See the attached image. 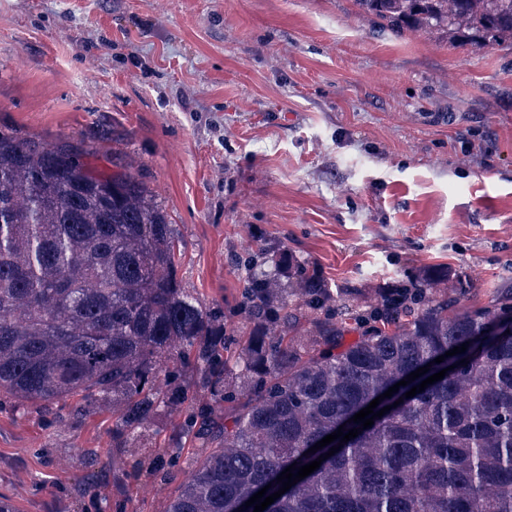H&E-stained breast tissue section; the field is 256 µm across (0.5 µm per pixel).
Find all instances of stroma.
Wrapping results in <instances>:
<instances>
[{"mask_svg":"<svg viewBox=\"0 0 512 512\" xmlns=\"http://www.w3.org/2000/svg\"><path fill=\"white\" fill-rule=\"evenodd\" d=\"M0 124L126 154L231 326L264 243L334 285L445 265L471 306L512 285L511 47L398 35L353 0H0ZM111 426L1 406L0 496L51 512Z\"/></svg>","mask_w":512,"mask_h":512,"instance_id":"stroma-1","label":"stroma"}]
</instances>
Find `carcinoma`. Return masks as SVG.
<instances>
[{
  "label": "carcinoma",
  "mask_w": 512,
  "mask_h": 512,
  "mask_svg": "<svg viewBox=\"0 0 512 512\" xmlns=\"http://www.w3.org/2000/svg\"><path fill=\"white\" fill-rule=\"evenodd\" d=\"M354 2L395 32L512 46V0ZM69 143L0 125V399L55 409L60 427L112 414L111 448L79 450L58 512L98 496L127 512L142 470L176 489L138 512H238L320 456L264 512H512V290L468 307L444 266L333 288L262 245L229 329L178 279V240L145 182L119 154L100 172L85 138ZM463 343L443 379L367 429L351 421ZM340 427L360 433L308 452Z\"/></svg>",
  "instance_id": "obj_1"
}]
</instances>
